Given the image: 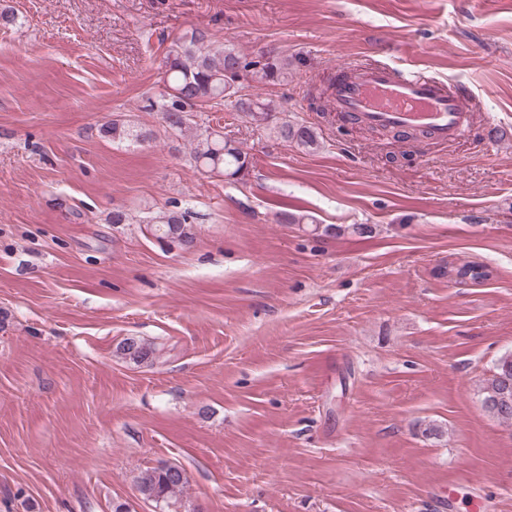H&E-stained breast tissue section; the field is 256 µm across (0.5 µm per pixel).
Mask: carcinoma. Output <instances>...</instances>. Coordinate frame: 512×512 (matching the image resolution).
<instances>
[{"instance_id":"carcinoma-1","label":"carcinoma","mask_w":512,"mask_h":512,"mask_svg":"<svg viewBox=\"0 0 512 512\" xmlns=\"http://www.w3.org/2000/svg\"><path fill=\"white\" fill-rule=\"evenodd\" d=\"M290 62L274 55L244 54L224 46L214 49L205 44V35L193 34L174 40L161 62L165 91L156 99H148L147 110L160 114V119L173 133L189 134L195 142L191 151L193 168L201 174H220L228 179L246 176L251 167L249 155L224 139L220 127L201 126L194 112L205 105L215 106L228 100L237 112H244L256 121L274 122L276 107L273 101L259 93L240 95L241 79H251L263 85L288 80ZM277 136L284 141L314 149L318 146L315 131L306 126L275 122ZM102 132L112 141L138 143L146 135L136 127L114 120L103 125ZM188 211H158L148 222V231L161 239H170L183 246L195 241ZM120 354L135 363L152 358L153 344L127 338L119 345ZM481 404L498 420L512 424V353L502 356L491 376L481 389ZM178 466L162 464L146 469L138 480L141 495L170 508L178 501L188 479L179 475Z\"/></svg>"}]
</instances>
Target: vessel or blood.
<instances>
[{
	"label": "vessel or blood",
	"instance_id": "b4317fda",
	"mask_svg": "<svg viewBox=\"0 0 512 512\" xmlns=\"http://www.w3.org/2000/svg\"><path fill=\"white\" fill-rule=\"evenodd\" d=\"M332 101L347 123L420 130L438 146L463 140L475 116L473 94L463 83L450 86L413 68L357 59L336 66Z\"/></svg>",
	"mask_w": 512,
	"mask_h": 512
}]
</instances>
